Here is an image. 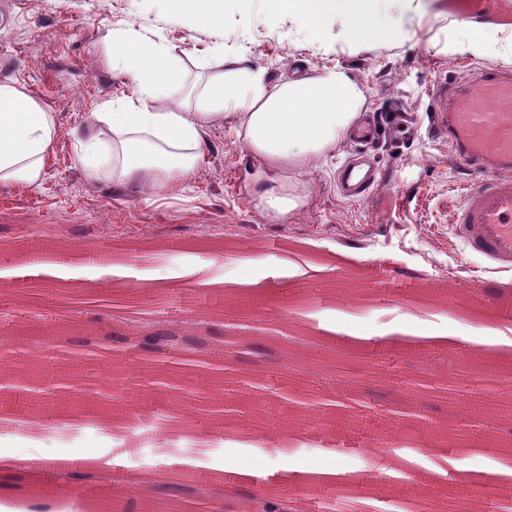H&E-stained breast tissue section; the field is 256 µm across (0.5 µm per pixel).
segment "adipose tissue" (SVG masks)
Listing matches in <instances>:
<instances>
[{"label":"adipose tissue","instance_id":"obj_1","mask_svg":"<svg viewBox=\"0 0 512 512\" xmlns=\"http://www.w3.org/2000/svg\"><path fill=\"white\" fill-rule=\"evenodd\" d=\"M272 10L319 27L330 16L351 20L350 39L377 31L378 0H267ZM112 66L128 77L131 96L105 103L69 131L87 177L119 189L163 198L200 171L214 128L231 124L248 151L288 174L285 193L263 196L264 210L280 215L302 208L299 178L339 149L366 106L363 88L341 67L269 83L246 59L216 62L202 79L195 108L165 104L188 76L157 44L116 45L105 37ZM60 132L55 113L13 81H0V188H34L46 174Z\"/></svg>","mask_w":512,"mask_h":512}]
</instances>
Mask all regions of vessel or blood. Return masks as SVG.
Segmentation results:
<instances>
[{
    "label": "vessel or blood",
    "mask_w": 512,
    "mask_h": 512,
    "mask_svg": "<svg viewBox=\"0 0 512 512\" xmlns=\"http://www.w3.org/2000/svg\"><path fill=\"white\" fill-rule=\"evenodd\" d=\"M432 95L441 105L435 123L448 136L449 153L482 176L461 192L452 233L488 271L512 272V71L490 67L464 83L440 81ZM376 177V169L354 161L337 172L342 194L352 201L368 196ZM58 260V250L47 245L26 252L20 267Z\"/></svg>",
    "instance_id": "1"
}]
</instances>
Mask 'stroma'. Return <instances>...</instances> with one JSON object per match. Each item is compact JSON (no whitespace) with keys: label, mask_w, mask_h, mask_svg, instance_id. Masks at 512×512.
<instances>
[{"label":"stroma","mask_w":512,"mask_h":512,"mask_svg":"<svg viewBox=\"0 0 512 512\" xmlns=\"http://www.w3.org/2000/svg\"><path fill=\"white\" fill-rule=\"evenodd\" d=\"M384 35L355 43L347 19L320 29L272 12L266 0L229 8L216 27H201L171 0H0V81L26 84L58 116V137L40 186L0 189V340L9 345L59 332L62 323H109L122 311L136 323L173 307L172 330L224 325L226 287L266 292L267 302L238 323L282 336L286 356L272 366L256 357L232 366L194 359L131 357L116 350L74 356L56 349L43 386L53 414L0 410V465L19 457L111 470L124 493L113 512H153L136 498L144 471L173 473L187 461L199 475L248 471L266 489L294 495L312 471L357 476L355 499L337 504L336 487L306 499V512H389L406 494L422 512H468V498L449 493L448 450L463 427L473 391L483 385L474 364H448V346L395 333L398 325L441 334L470 324L512 330V273L485 271L450 224L463 185L477 171L448 153L435 133L432 84L466 79L485 67L512 68V0H481L456 16L452 0H379ZM162 43L187 67L219 54L245 56L268 81L333 65L351 72L366 93V112L407 114L405 135L382 132L365 151L380 181L364 200L336 192L335 171L356 153L343 143L306 170L305 205L295 214L263 212L259 196L275 183L231 128L214 132L200 172L166 200L89 181L75 159L70 127L106 101L129 97V79L113 70L102 37ZM482 35L491 52L460 46ZM42 242L63 254L95 248L136 256L135 278L55 280L21 276L17 261ZM388 261L400 295L376 277ZM280 273L282 286L268 285ZM484 295L469 298L471 285ZM343 313L347 329L368 336L377 356L341 355L320 327L325 312ZM24 352L0 362V388L23 379ZM413 374L457 386L455 403L432 401L426 414L433 450L417 455L406 438L400 388ZM191 415L182 433L174 409ZM437 481H415V470Z\"/></svg>","instance_id":"stroma-1"}]
</instances>
